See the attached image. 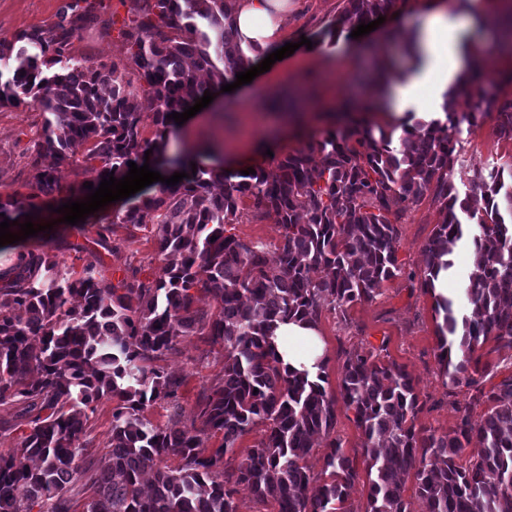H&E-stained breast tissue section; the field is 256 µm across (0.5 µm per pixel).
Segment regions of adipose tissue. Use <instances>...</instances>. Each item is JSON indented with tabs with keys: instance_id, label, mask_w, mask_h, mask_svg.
<instances>
[{
	"instance_id": "ef3b65f1",
	"label": "adipose tissue",
	"mask_w": 512,
	"mask_h": 512,
	"mask_svg": "<svg viewBox=\"0 0 512 512\" xmlns=\"http://www.w3.org/2000/svg\"><path fill=\"white\" fill-rule=\"evenodd\" d=\"M413 14L393 16L395 34L416 32L419 62L401 82L386 87V117L394 125V140L405 135L406 112L415 109L422 87L447 92L468 71L481 51L471 36L473 18L459 0H414ZM288 0H232V20L237 43L247 66L260 64L268 54L285 45L284 16ZM276 354L283 367L317 374L327 355L317 325L288 321L273 334Z\"/></svg>"
}]
</instances>
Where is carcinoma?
Returning <instances> with one entry per match:
<instances>
[{
    "instance_id": "carcinoma-1",
    "label": "carcinoma",
    "mask_w": 512,
    "mask_h": 512,
    "mask_svg": "<svg viewBox=\"0 0 512 512\" xmlns=\"http://www.w3.org/2000/svg\"><path fill=\"white\" fill-rule=\"evenodd\" d=\"M338 23L355 28L398 9V0H345ZM103 0H66L47 28L0 43V106L24 99L43 112L30 157L32 192L0 199V223L25 215L33 224L48 206L90 194L61 186L52 166L81 154L102 177L127 175L128 162L143 166L145 151L176 125L167 115L195 105L209 82L240 70L229 0H145L123 32L130 64L72 65L73 40L98 20ZM512 72L476 73L468 81L472 121L496 108L500 135L512 139V100L499 101L496 87ZM155 138L143 137L146 120ZM446 122L418 121L414 133L390 147L391 132L369 127L334 128L280 159L270 176L224 175L223 159L198 151L217 167L195 173L153 195H139L123 211L98 217L92 245L71 244L81 272L50 254L68 227L0 247L18 262L0 272V405L15 406L0 433L23 426L15 446L0 453V512H72V491L90 495L85 512H237V488L277 512H356L351 494L366 489L365 512H409L405 485L413 479L425 512H512V374L485 387L499 364L479 348L512 350V187L503 171L476 172L462 194L448 176L456 143ZM481 193L483 207L471 208ZM432 194L443 222L425 245L420 287L433 295L438 325V363L444 386L467 387L455 428L421 431L417 382L394 361H383L387 340L343 363L340 399L362 435L364 472L335 435L336 401L327 395L324 371L285 372L270 337L276 323L295 317L318 321L324 306L341 313L369 301L382 285L403 274L396 221L408 204ZM279 218L280 242L269 252L260 241L239 238L227 225L241 206ZM151 226L164 265L153 278L126 265L105 283L101 251L111 254L112 225ZM473 245L470 273L459 293L434 294L433 279L453 267L459 243ZM320 269L315 280L311 272ZM215 306L201 308V296ZM206 336L224 349V367L196 401L190 423L170 418L152 423L145 409L178 405L184 379L160 365L187 336ZM115 401L108 461H85L88 422L96 403ZM473 405H484L480 421ZM261 428L246 456L237 443ZM219 435L210 456L199 452ZM326 440L320 473L306 459L313 441ZM471 453L466 462L461 458ZM179 458L176 467L167 459Z\"/></svg>"
}]
</instances>
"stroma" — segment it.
<instances>
[{"label":"stroma","instance_id":"1","mask_svg":"<svg viewBox=\"0 0 512 512\" xmlns=\"http://www.w3.org/2000/svg\"><path fill=\"white\" fill-rule=\"evenodd\" d=\"M63 0H0V43L14 42L23 31L45 27L57 20ZM98 26L82 31L73 43V56L97 65L126 58L127 45L121 35L125 22L141 6L142 0H105ZM344 0H289L288 37L297 50L279 65L275 78L258 76L248 84L246 94L224 95L211 111L216 119L203 131H169L163 141L165 156L195 152L203 142L222 141L238 156L255 160L258 167L272 173L284 155L306 147L307 138L281 140L264 132L259 112L269 109L271 88L283 89L302 98L306 125L314 132L329 128L327 114L362 98L373 65L380 54L374 46L382 29L352 38L341 35L337 20ZM308 38L321 47L310 54L300 46ZM42 116L32 105L0 107V196L28 193L32 179L28 148L41 127ZM497 113L490 110L475 124L452 127L460 150L451 176L458 190H465L474 172L512 166V140L497 133ZM442 221L439 203L425 196L411 204L397 226L400 236L398 260L404 276L384 283L380 295L369 302L352 304L346 312L323 309L318 326L328 356L325 367L326 391L338 397L347 354L362 352L372 345H386L390 360L405 366L418 382L427 407L419 413L421 430L445 432L455 423L456 413L438 378V339L433 299L421 289L411 288L408 274L422 275L424 248L437 224ZM116 251L105 258V277L116 280V271L125 263H143L146 277L158 275L163 265L157 239L150 230L115 225ZM179 354L169 356L168 369L184 376L179 401L182 421H189L196 399L204 387L221 375L224 358L221 346L206 337L190 336L179 344ZM111 400L104 399L90 420L91 441L87 460L104 465L108 458V435L112 422Z\"/></svg>","mask_w":512,"mask_h":512}]
</instances>
